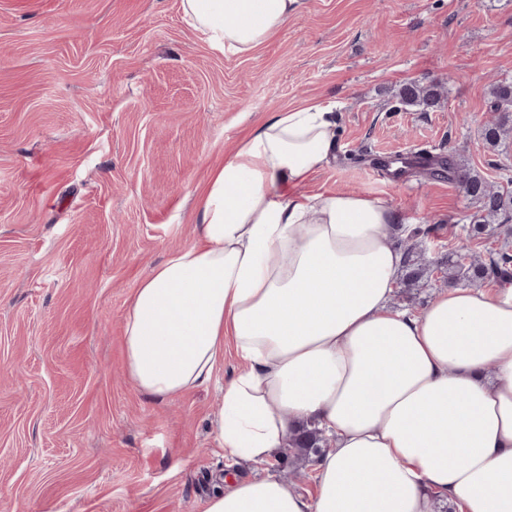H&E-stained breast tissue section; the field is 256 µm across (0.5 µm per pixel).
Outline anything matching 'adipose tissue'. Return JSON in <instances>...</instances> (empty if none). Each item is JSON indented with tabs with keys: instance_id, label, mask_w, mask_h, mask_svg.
<instances>
[{
	"instance_id": "1",
	"label": "adipose tissue",
	"mask_w": 512,
	"mask_h": 512,
	"mask_svg": "<svg viewBox=\"0 0 512 512\" xmlns=\"http://www.w3.org/2000/svg\"><path fill=\"white\" fill-rule=\"evenodd\" d=\"M302 0H183L229 55L253 51ZM332 107L279 113L211 176L197 240L140 282L125 367L167 399L209 383L232 339L246 364L214 421L225 456L268 461L299 424L331 438L306 496L237 481L204 512H512V285L390 305L403 256L393 212L301 186L335 148Z\"/></svg>"
}]
</instances>
